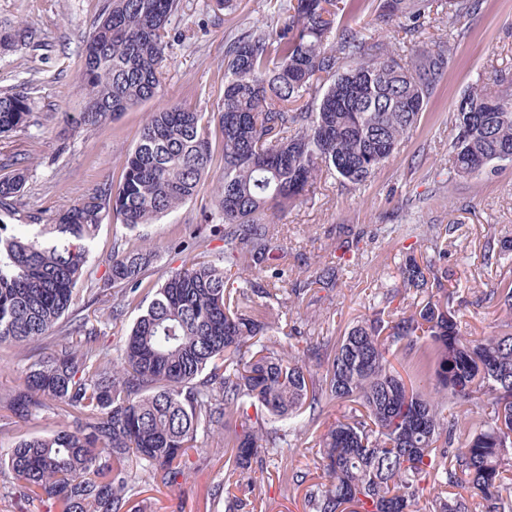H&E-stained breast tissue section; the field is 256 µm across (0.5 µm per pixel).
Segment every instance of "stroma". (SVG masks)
Wrapping results in <instances>:
<instances>
[{
	"label": "stroma",
	"instance_id": "35a3bbf8",
	"mask_svg": "<svg viewBox=\"0 0 512 512\" xmlns=\"http://www.w3.org/2000/svg\"><path fill=\"white\" fill-rule=\"evenodd\" d=\"M344 2L369 42L403 50L393 27L378 20L374 0ZM181 3L168 27L172 47L159 93L105 126L73 136L63 131V114L83 98L78 54L105 0H0V37L21 27L35 33L28 49L0 48V93L29 92L40 118L39 125L0 136V160L17 156L28 166V181L17 203L20 215L47 224L99 185L118 183L147 113L173 104L211 112L224 90L226 45L245 30L277 21L269 0H230L222 8L213 0ZM459 27L461 35L452 44L426 109L391 157L360 186L337 177L319 179L312 199L278 224L284 270L280 288L287 293L302 286L306 293L301 305H273L275 326L264 343L300 357L307 347L334 345L378 309L397 316L410 312L425 294L404 287L400 268L409 257L425 262L431 239L442 228L448 231L451 282L460 288L463 331L486 336L512 321V312L481 296L506 272L496 257L512 246V163L493 162L469 176H448L454 137L450 118L462 96L473 87H492L501 77H512V0H481L479 13L462 19ZM215 185V180H206L192 201L141 227L155 256L143 270L138 296L120 319L111 314L112 290L95 296L80 292L68 319L97 327L108 358L119 355L162 275L184 263L185 254L171 247L175 239L201 233L210 240L206 259L216 263L223 256L224 226L211 207ZM128 235L112 220L99 225L87 243L89 283L104 278L113 246ZM336 264L341 271L335 287L317 284V272ZM38 353L35 346L0 349V391L17 388ZM349 409L345 402L326 406L315 422L290 437L287 447L266 456L251 479L232 486L226 483L218 437H199L178 485H141L133 504L137 512H224V499L216 491L227 485L246 502L245 512H307L305 486L293 485L291 476L299 471L306 473L308 484L322 482L316 443Z\"/></svg>",
	"mask_w": 512,
	"mask_h": 512
}]
</instances>
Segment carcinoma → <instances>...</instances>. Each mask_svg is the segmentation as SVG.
I'll use <instances>...</instances> for the list:
<instances>
[{
	"label": "carcinoma",
	"mask_w": 512,
	"mask_h": 512,
	"mask_svg": "<svg viewBox=\"0 0 512 512\" xmlns=\"http://www.w3.org/2000/svg\"><path fill=\"white\" fill-rule=\"evenodd\" d=\"M435 0H379L381 21L420 32ZM448 31L479 0H446ZM278 23L252 28L224 52V93L211 112L222 136L213 210L226 226L223 264L194 258L166 273L126 336L120 362L95 346V327L59 330L83 281L92 237L107 216L134 230L195 198L213 172L204 114L179 104L148 113L118 185L105 183L36 233L8 232L4 219L26 184L24 163L0 177V346L60 335L28 367L23 388L0 393V410L25 421L48 409L68 422L22 437L0 454L22 498L58 501L63 512H123L139 483L171 487L200 434L232 430L229 474L245 473L288 443L301 415L334 401L359 404L319 437L325 482L308 486L309 512H421L424 484L444 488L426 512H512V333L473 339L438 277L437 236L422 266L406 261L409 288L431 286L414 312L385 311L354 325L325 373L259 343L273 328L256 309L277 293L253 281L275 269L269 233L307 200L318 177L361 185L416 125L445 49L409 59L369 45L341 0H275ZM180 0H106L80 54L83 104L69 131L98 128L155 97L169 53L165 32ZM448 173L469 175L512 157V94L477 86L456 108ZM24 91L0 94V135L30 126ZM153 257L144 241L112 250L103 286L135 298ZM240 286L231 295L228 281ZM512 311V282L483 293ZM256 346L250 357L242 347ZM418 354L433 386H408L391 365ZM487 398L476 419L448 424V404ZM266 413L251 418L249 409ZM273 426H267V423ZM142 462L135 474L129 462ZM481 498L473 507L457 489Z\"/></svg>",
	"instance_id": "obj_1"
}]
</instances>
